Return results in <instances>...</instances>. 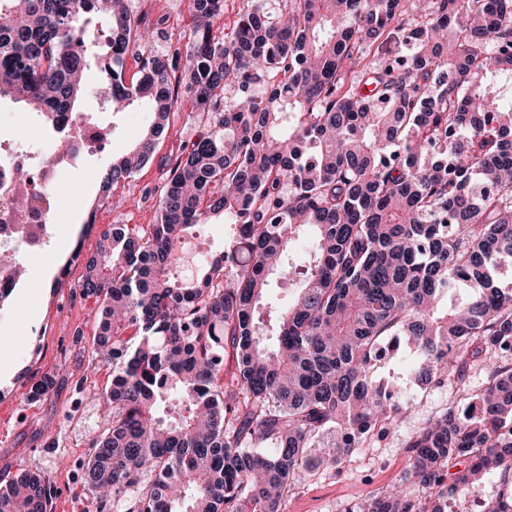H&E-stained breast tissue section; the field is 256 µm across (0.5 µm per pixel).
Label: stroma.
<instances>
[{
	"mask_svg": "<svg viewBox=\"0 0 512 512\" xmlns=\"http://www.w3.org/2000/svg\"><path fill=\"white\" fill-rule=\"evenodd\" d=\"M112 121L111 146L85 154L56 178L53 246L42 260L29 264V276L19 281L10 306L0 308V367L9 372L0 380V482L24 471L44 475L54 488L52 512H96L84 469L107 409L101 395L111 368L90 351L96 304L76 287L83 260L95 252L106 225L141 228L154 222L169 162L195 134L186 112L172 114L153 161L116 189L117 195L134 198V206L115 211L101 204L102 171L134 146L152 114L141 104L114 113ZM90 210L96 211L97 221L87 229L83 217ZM76 247L82 257L73 262L69 256ZM44 376L52 378V389L39 401H28L30 386ZM459 399L451 386L415 391L410 411L388 438L359 450L340 469L302 477L284 512H347L366 495L397 484L409 435Z\"/></svg>",
	"mask_w": 512,
	"mask_h": 512,
	"instance_id": "obj_1",
	"label": "stroma"
}]
</instances>
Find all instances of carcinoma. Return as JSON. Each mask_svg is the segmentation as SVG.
I'll use <instances>...</instances> for the list:
<instances>
[{"instance_id":"obj_1","label":"carcinoma","mask_w":512,"mask_h":512,"mask_svg":"<svg viewBox=\"0 0 512 512\" xmlns=\"http://www.w3.org/2000/svg\"><path fill=\"white\" fill-rule=\"evenodd\" d=\"M493 2L249 4L219 38L224 0H193L185 48L129 82L154 32L127 0H0V98L76 115L94 66L111 110L151 102L104 200L172 112L199 123L155 222L108 225L77 285L112 365L86 466L98 512H282L300 476L387 438L412 386L448 383L463 398L409 437L401 482L351 512H448L491 477L483 512H512V11ZM394 41L398 65L375 58ZM75 151L61 139L45 164ZM219 222L224 250L177 279L178 245ZM274 283L293 297L269 301ZM53 495L24 472L0 512H51Z\"/></svg>"}]
</instances>
